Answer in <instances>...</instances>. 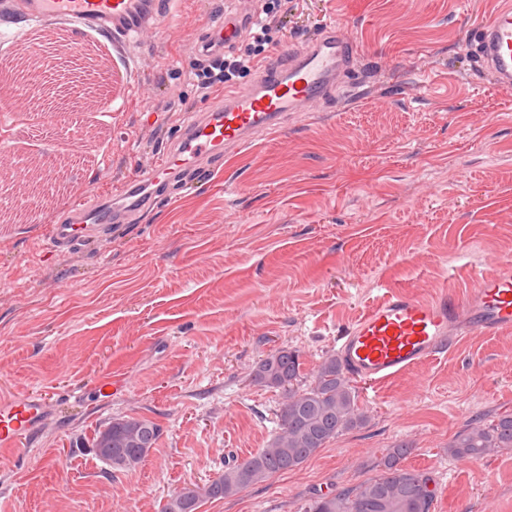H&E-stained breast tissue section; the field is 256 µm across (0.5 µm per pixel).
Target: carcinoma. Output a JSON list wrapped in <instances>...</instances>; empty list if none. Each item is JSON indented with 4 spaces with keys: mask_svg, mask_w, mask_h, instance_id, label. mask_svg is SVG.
<instances>
[{
    "mask_svg": "<svg viewBox=\"0 0 512 512\" xmlns=\"http://www.w3.org/2000/svg\"><path fill=\"white\" fill-rule=\"evenodd\" d=\"M301 353L283 347L253 368L251 381L281 390L275 410L277 428L266 447L224 465L203 484H192L170 497L162 512H198L201 503L227 499L277 474L299 469L345 431L364 427L368 416L357 405L349 372L336 354L322 358L305 384ZM162 428L152 420L114 418L94 438L95 455L112 472L136 469L157 448ZM512 450V414L487 424H468L448 442V458L477 461L493 451ZM410 448L399 443L387 450L379 472L355 487L319 494L305 512H432L437 482L432 472L412 469L402 461Z\"/></svg>",
    "mask_w": 512,
    "mask_h": 512,
    "instance_id": "cac0c4a2",
    "label": "carcinoma"
}]
</instances>
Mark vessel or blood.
I'll return each mask as SVG.
<instances>
[{"label": "vessel or blood", "mask_w": 512, "mask_h": 512, "mask_svg": "<svg viewBox=\"0 0 512 512\" xmlns=\"http://www.w3.org/2000/svg\"><path fill=\"white\" fill-rule=\"evenodd\" d=\"M175 5L176 0H0V39L16 42L28 30L75 27L102 37L107 53L130 63L134 47L158 34ZM256 19V0H233L209 32L214 50L236 43ZM473 42L481 68L496 87L511 91L512 0H502ZM355 69L352 39L340 26L326 25L308 44L290 48L287 65L264 68L251 82L225 88L205 111L187 113L178 140L158 162L138 171L113 202L75 204L66 222L52 225L50 247L68 250L91 242L108 225L135 221L179 172L207 167L214 158L284 132L293 117L322 111ZM27 170L17 148L0 151V173L17 182ZM476 331L488 336L512 331L511 263L499 264L493 276L476 278L463 299L445 291L429 299L387 291L337 335L336 346L354 375L379 382L454 350ZM46 416L45 400L33 391L0 402V447H16Z\"/></svg>", "instance_id": "obj_1"}]
</instances>
